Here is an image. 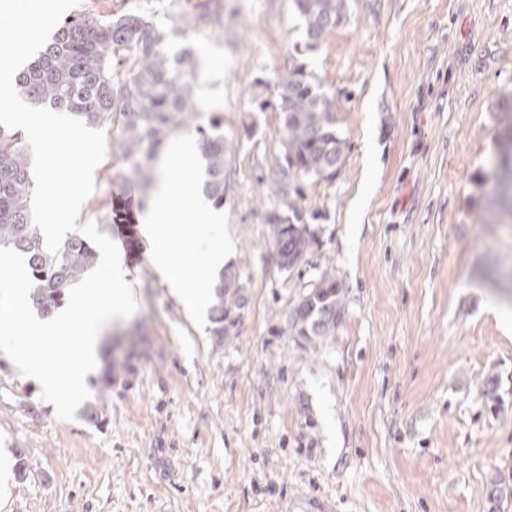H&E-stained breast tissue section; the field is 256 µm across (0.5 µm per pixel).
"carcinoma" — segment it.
<instances>
[{"instance_id": "carcinoma-1", "label": "carcinoma", "mask_w": 512, "mask_h": 512, "mask_svg": "<svg viewBox=\"0 0 512 512\" xmlns=\"http://www.w3.org/2000/svg\"><path fill=\"white\" fill-rule=\"evenodd\" d=\"M346 0H294L306 23V34L320 41L344 17ZM183 14L188 27L206 22L203 4L187 0ZM197 65L192 51H171L166 35L147 16L117 11L102 19L86 14L70 18L54 31L51 42L34 61L20 69L15 87L33 106L68 113L89 125H119L124 156L136 174L165 147L170 133L192 121L186 77ZM278 108L283 113L285 159L306 177L330 179L344 162L345 141L333 129V103L318 93L304 70L291 60L277 75ZM198 147L206 161L204 192L215 205H224L223 121L197 126ZM499 171L506 186L493 202L497 218L512 220V120L500 134ZM31 151L19 129L0 126V247L25 256L35 288L32 303L43 316L59 305L66 289L79 281L97 262V252L74 233L67 236L58 256L44 246L41 231L33 224ZM294 216L271 214L279 264L292 268L310 246L305 228ZM105 229L131 223L124 198L112 199ZM345 288L324 272L298 304L292 326L301 336L324 338L334 334L344 310Z\"/></svg>"}]
</instances>
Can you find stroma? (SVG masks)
Instances as JSON below:
<instances>
[{
  "label": "stroma",
  "mask_w": 512,
  "mask_h": 512,
  "mask_svg": "<svg viewBox=\"0 0 512 512\" xmlns=\"http://www.w3.org/2000/svg\"><path fill=\"white\" fill-rule=\"evenodd\" d=\"M145 14L193 48L196 122L224 121L236 282L196 329L151 258L124 251L138 309L105 331L74 420L0 352V450L25 463L0 512H512V224L496 223L497 135L512 113V0H347L308 44L294 0H80ZM297 58L346 142L330 180L289 168L276 74ZM79 223L143 199L122 135ZM313 243L282 269L271 214ZM334 335L292 329L322 272ZM112 382L104 384V368Z\"/></svg>",
  "instance_id": "1"
}]
</instances>
